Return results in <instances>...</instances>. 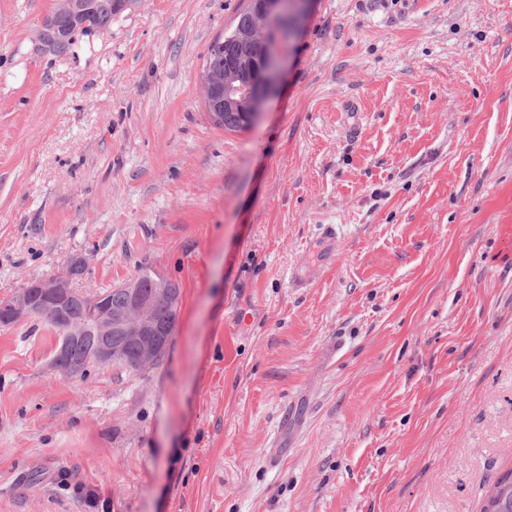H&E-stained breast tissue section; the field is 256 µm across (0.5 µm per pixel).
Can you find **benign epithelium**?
Segmentation results:
<instances>
[{
    "label": "benign epithelium",
    "mask_w": 512,
    "mask_h": 512,
    "mask_svg": "<svg viewBox=\"0 0 512 512\" xmlns=\"http://www.w3.org/2000/svg\"><path fill=\"white\" fill-rule=\"evenodd\" d=\"M246 9L252 18L247 28L235 27L213 44L216 52L224 51V41L249 39L264 44L273 27L285 16L284 0H247ZM66 16L69 23L60 22ZM95 20L93 0H61L58 10L42 25V49L56 53L63 44L76 41ZM282 58L271 53L265 60L235 59L224 69V77L206 81L205 100L210 105L224 104V108L241 112V126L254 124L268 94L280 81ZM87 258L74 254L49 277L37 278L16 295L0 299V324L12 325L39 315L50 321L67 316L66 309L74 306L78 317L71 320L58 336L53 363L64 374L77 376L89 364H112L124 359V342L138 344V356L131 363L134 369L148 368L156 363L165 350L174 329L157 323L152 310L160 304L176 306L179 294L170 288L164 278L155 280L150 294L141 291L138 281L122 284L128 303L114 309L105 295L89 294L73 286L87 269ZM82 336L96 337V344L88 359L76 362L69 357L72 343Z\"/></svg>",
    "instance_id": "1"
}]
</instances>
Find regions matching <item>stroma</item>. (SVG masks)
<instances>
[{
	"instance_id": "stroma-1",
	"label": "stroma",
	"mask_w": 512,
	"mask_h": 512,
	"mask_svg": "<svg viewBox=\"0 0 512 512\" xmlns=\"http://www.w3.org/2000/svg\"><path fill=\"white\" fill-rule=\"evenodd\" d=\"M0 0V297L179 287L155 366L0 327V512H480L512 469V0H315L214 126L246 0H138L66 57ZM339 257L305 288L324 225ZM246 9L235 20V27L222 39L213 44L216 52L224 51V43L240 40L232 44L231 53L238 58L229 62L224 69V54H215L208 50L204 71L206 79L212 72L224 71V78H212L205 84L207 104L224 103V109L241 112L242 127L252 126L262 110L268 94L278 85L282 72V58L271 53L262 64L260 59L245 60L259 56L260 44H266L273 27L285 16L283 0H247ZM225 38V41H224ZM249 39V40H244ZM258 43H256V42ZM261 77L260 79H258ZM224 111L225 129L239 128L238 112Z\"/></svg>"
}]
</instances>
